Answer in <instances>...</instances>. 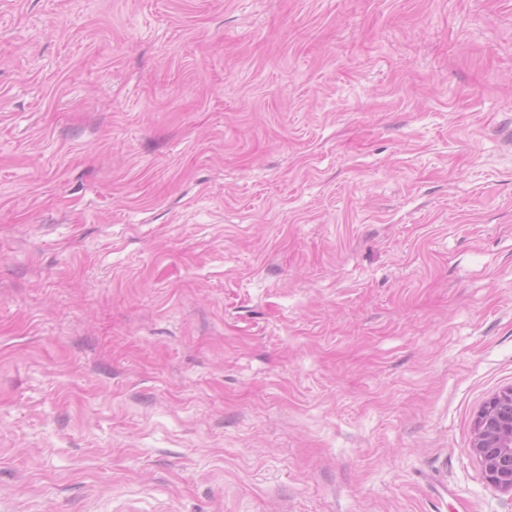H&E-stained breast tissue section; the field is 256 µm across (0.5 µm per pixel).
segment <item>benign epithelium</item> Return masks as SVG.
<instances>
[{"mask_svg":"<svg viewBox=\"0 0 512 512\" xmlns=\"http://www.w3.org/2000/svg\"><path fill=\"white\" fill-rule=\"evenodd\" d=\"M472 452L488 482L512 493V385L493 393L478 410Z\"/></svg>","mask_w":512,"mask_h":512,"instance_id":"7a95c632","label":"benign epithelium"}]
</instances>
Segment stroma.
<instances>
[{
    "label": "stroma",
    "mask_w": 512,
    "mask_h": 512,
    "mask_svg": "<svg viewBox=\"0 0 512 512\" xmlns=\"http://www.w3.org/2000/svg\"><path fill=\"white\" fill-rule=\"evenodd\" d=\"M512 0H0V512H512ZM472 452L488 482L512 493V385L493 393L478 410Z\"/></svg>",
    "instance_id": "stroma-1"
}]
</instances>
